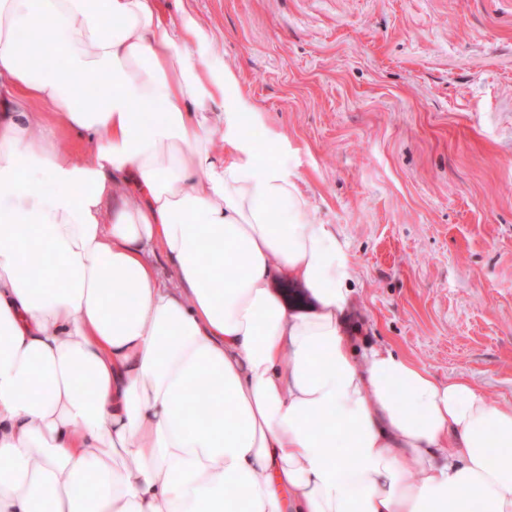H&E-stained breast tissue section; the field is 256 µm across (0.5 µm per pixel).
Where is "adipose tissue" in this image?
<instances>
[{
  "label": "adipose tissue",
  "mask_w": 512,
  "mask_h": 512,
  "mask_svg": "<svg viewBox=\"0 0 512 512\" xmlns=\"http://www.w3.org/2000/svg\"><path fill=\"white\" fill-rule=\"evenodd\" d=\"M36 15L63 67L22 48ZM198 36L155 0H0V512H512V406L356 348L349 253Z\"/></svg>",
  "instance_id": "obj_1"
}]
</instances>
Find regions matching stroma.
I'll return each mask as SVG.
<instances>
[{"label":"stroma","instance_id":"35a3bbf8","mask_svg":"<svg viewBox=\"0 0 512 512\" xmlns=\"http://www.w3.org/2000/svg\"><path fill=\"white\" fill-rule=\"evenodd\" d=\"M355 263L350 334L512 405V0H156Z\"/></svg>","mask_w":512,"mask_h":512}]
</instances>
